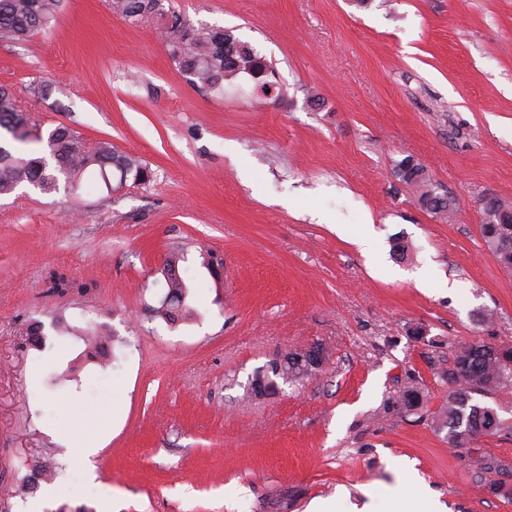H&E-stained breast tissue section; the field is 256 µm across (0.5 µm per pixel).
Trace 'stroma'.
Returning a JSON list of instances; mask_svg holds the SVG:
<instances>
[{
    "instance_id": "obj_1",
    "label": "stroma",
    "mask_w": 512,
    "mask_h": 512,
    "mask_svg": "<svg viewBox=\"0 0 512 512\" xmlns=\"http://www.w3.org/2000/svg\"><path fill=\"white\" fill-rule=\"evenodd\" d=\"M163 6L250 43L273 93L244 73L197 86L161 22L128 24L108 0H63L50 29L0 42V85L32 127L68 126L153 173L114 193L0 197V512H28L17 487L44 456L59 465L47 512H306L340 490L359 504L405 488L450 512H512L488 488L512 485V389L473 396L510 429L472 448L431 424L457 342L512 347V272L480 207L512 200V0ZM406 158L451 218L399 181ZM173 255L198 312L174 325L152 312ZM54 272L71 288L50 290ZM76 317L111 336L118 370L53 330ZM317 341L322 370L247 397L256 370ZM408 386L424 408L397 413ZM77 419L96 437L84 456ZM396 172L400 173L398 178L403 184L415 190L417 200L421 207L432 214L440 215L445 218L452 215L451 212L454 210L453 201L435 192L432 182L421 164L410 158L404 159L396 166ZM425 186L430 187V189L423 190ZM430 191L433 192L431 197L428 196Z\"/></svg>"
}]
</instances>
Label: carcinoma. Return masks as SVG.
Instances as JSON below:
<instances>
[{"label":"carcinoma","instance_id":"obj_1","mask_svg":"<svg viewBox=\"0 0 512 512\" xmlns=\"http://www.w3.org/2000/svg\"><path fill=\"white\" fill-rule=\"evenodd\" d=\"M62 0H0V41H23L50 27L56 20ZM111 9L130 24L160 16H171L168 27V46L173 61L184 72L202 85L215 91L223 90L226 79L241 73L253 75L264 69L265 63L256 50L224 28L192 27L180 15L165 11L162 0H109ZM27 119L19 112L15 96L0 87V128L7 130L14 140L26 142L24 129ZM119 173L117 187L128 179L135 183L151 180L152 172L142 160L128 154L117 153L111 144L101 142L89 147L70 128L57 126L46 138V147L39 154L14 152L0 145V196L14 193L23 185H31L43 193L59 190V178L75 190L82 177L89 173V185L102 181L106 189H113L109 172ZM399 179L415 190L421 207L445 218L451 216L454 203L436 193L430 195L424 187L432 182L424 167L412 159H404L396 166ZM482 237L495 255L498 263L512 271V201H505L500 216L481 225ZM165 295L156 308L161 318L176 322L192 315L186 306L187 287L183 277H164ZM82 339L86 345V358L99 360L105 355L103 339L96 326L85 328L63 327ZM309 378L304 350L288 354V363L278 368L273 362L268 369L253 376L249 393L257 394L261 388L272 392L277 380L299 382ZM448 383V401L432 416L434 428L446 432L452 448H470L480 436L495 435L506 429L497 411L489 406L471 405V395H491L512 387V347H497L480 342L464 341L455 346L452 364L444 373ZM399 412L416 413L423 410V395L414 386L405 388L393 402ZM54 476V466L49 459L34 461L32 473L23 479L20 491L34 493L38 484L49 482Z\"/></svg>","mask_w":512,"mask_h":512}]
</instances>
